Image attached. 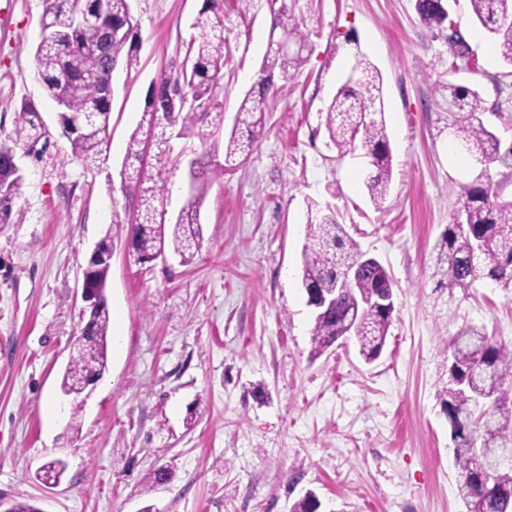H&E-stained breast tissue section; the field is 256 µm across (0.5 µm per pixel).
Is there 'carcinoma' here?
Instances as JSON below:
<instances>
[{
	"instance_id": "obj_1",
	"label": "carcinoma",
	"mask_w": 512,
	"mask_h": 512,
	"mask_svg": "<svg viewBox=\"0 0 512 512\" xmlns=\"http://www.w3.org/2000/svg\"><path fill=\"white\" fill-rule=\"evenodd\" d=\"M476 22L496 40L499 54L512 65V0H469ZM40 41L35 47L37 75L47 95L56 103L65 101L67 111L82 118L79 129L62 130L72 155L88 166L101 160L109 149L112 99L103 94L112 80L108 59L131 68L137 62L138 33L130 10V0H43ZM417 13L428 26H440L448 16L440 0H416ZM220 0H203L192 23L197 35L187 43L183 57L172 59L158 79V101L146 103V124L131 134L124 157V183L136 197L138 223L127 227L137 261L150 252L171 251L189 262L203 241L201 209L212 182L233 170L253 151L264 130L268 95L283 92L285 85L268 81L248 92L238 109L229 137L224 140V163L212 162L201 154L191 160L189 196L171 230H166L163 200L168 180L166 168L170 150L169 131L183 134L197 123L209 121L215 128L224 124V111L212 99L213 84L224 75L226 39L220 15ZM108 26L121 37L112 41L107 54L88 49L91 29L79 19ZM299 46L281 54L275 44L269 54L279 66L281 77L305 62L306 37L299 22L284 25ZM357 78L345 82L326 109V129L339 153L345 155L361 147L368 158L367 187L374 200L385 196L392 174V152L385 121L383 80L375 66L362 54L351 67ZM180 96L189 106L173 108L166 104ZM446 125L462 147L487 160L509 167L512 150L500 154L499 142L479 118L483 101L479 93L464 86H448ZM43 137L39 110L23 102L14 130L0 138V224L11 223L15 201L21 193L22 175L7 164L19 145L38 143ZM154 151L157 165L144 161ZM463 221L453 218L444 234L437 264L444 277L448 297L457 288H467L479 277L512 288V201L501 202L490 189L464 187L460 192ZM361 253L347 239L335 212L316 201L307 203L306 242L301 253V287L330 291L344 271L358 264ZM111 263L93 266L88 281L97 294V307L90 311L81 327L82 338L73 348L63 377L62 392L73 396L72 417L83 409L79 390L86 379L102 376L107 368V342L110 313L105 296ZM394 297L393 281L385 267L377 263L361 269L355 281L343 290L336 305L323 315H313L312 354L319 356L332 347L354 326L359 354L370 363L384 350L394 307L381 310L369 307L357 311L361 300ZM453 380L445 390L444 406L448 419L472 414L475 437L466 432L454 437L455 460L460 470L458 497L466 512H512V458L502 460L491 480L500 488L497 496H486L480 486L485 479L481 454L492 455L503 449L512 451V389L505 387L512 372V348L492 341L474 327L459 330L449 342ZM65 464L48 462L40 479L46 484L61 480ZM318 498L309 491L296 500L291 512H315Z\"/></svg>"
}]
</instances>
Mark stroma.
Listing matches in <instances>:
<instances>
[{"instance_id": "35a3bbf8", "label": "stroma", "mask_w": 512, "mask_h": 512, "mask_svg": "<svg viewBox=\"0 0 512 512\" xmlns=\"http://www.w3.org/2000/svg\"><path fill=\"white\" fill-rule=\"evenodd\" d=\"M203 0H131L140 49L114 74L111 147L86 166L60 135L37 77L43 0H0V133L23 99L35 102L47 145L19 147L18 222L0 224V500L43 512H290L315 491L321 512H465L448 416V343L473 326L512 344V290L480 278L448 292L436 272L442 234L464 186L512 200V169L452 151L448 86L477 91L480 118L512 149V66L476 23L469 0L450 17L476 64L452 67L447 27H429L415 0H224L229 48L212 90L224 125L208 139H173L166 218L188 192L187 165L224 161V138L259 78L275 13L299 21L306 61L268 98L262 138L209 188L203 242L190 263L141 264L113 238L110 311L122 314L123 352L78 418L60 382L81 327L82 265L113 219H127L126 144L150 86L183 55ZM384 79L393 169L374 204L362 153L330 143L326 108L355 54ZM334 210L349 238L394 283L385 349L364 362L355 342L311 356L312 309L301 287L306 204ZM66 465L60 484L37 480ZM169 466V482L148 474Z\"/></svg>"}]
</instances>
